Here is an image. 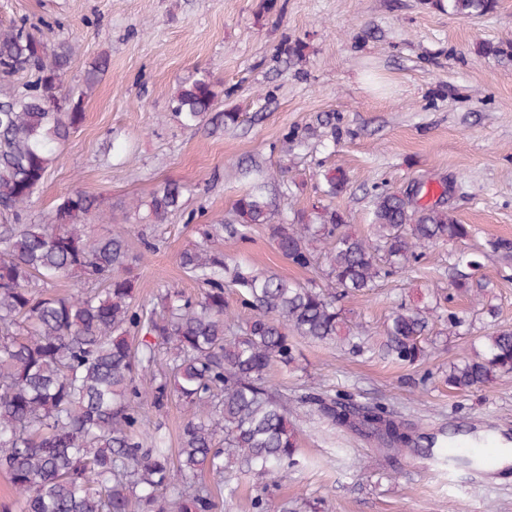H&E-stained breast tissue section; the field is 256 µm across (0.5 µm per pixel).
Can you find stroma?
Returning a JSON list of instances; mask_svg holds the SVG:
<instances>
[{
  "mask_svg": "<svg viewBox=\"0 0 512 512\" xmlns=\"http://www.w3.org/2000/svg\"><path fill=\"white\" fill-rule=\"evenodd\" d=\"M23 17L51 21L47 39L75 43L68 86L96 56L110 59L30 217L41 220L73 191L103 198L112 222L131 226L133 251L147 240L158 244L134 269L136 302L145 308L167 288L200 297L202 284L178 263L197 246L224 252L246 271L326 285L321 270L282 257L264 225H251L243 240L204 237L261 170L285 173L267 189L282 219L318 200V171L339 168L349 187L334 204L358 234L370 231L377 186L404 192L426 184L429 200L446 196L458 221L472 225L469 240L434 246L368 294L343 299L375 342L395 304L420 306L447 293L457 252L490 236L512 239V58L481 51L486 42H512V0L474 19L428 0H0V28ZM296 41L305 46L300 64L283 52ZM198 70L224 94L204 125L187 129L171 118L170 98ZM230 110L242 119L228 127ZM167 182L182 187L181 210L163 224L137 222L129 202ZM480 260L491 287L481 300L459 294L452 302L468 330L438 337L423 360L399 364L296 339V367L269 376L287 393L299 431V463L273 487L276 503L288 512H512V466L489 472L411 452L390 456L304 401L312 392L340 393L383 406L422 435L442 439L460 429L512 441V374L470 393L446 382L450 364L470 354L478 336L512 328V256ZM490 306L495 316L487 315ZM188 414L171 400L149 411L144 431L177 450ZM198 479L218 512H255L256 476L220 480L205 472Z\"/></svg>",
  "mask_w": 512,
  "mask_h": 512,
  "instance_id": "obj_1",
  "label": "stroma"
}]
</instances>
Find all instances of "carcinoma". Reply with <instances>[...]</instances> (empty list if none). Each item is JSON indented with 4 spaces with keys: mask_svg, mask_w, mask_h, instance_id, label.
Segmentation results:
<instances>
[{
    "mask_svg": "<svg viewBox=\"0 0 512 512\" xmlns=\"http://www.w3.org/2000/svg\"><path fill=\"white\" fill-rule=\"evenodd\" d=\"M431 5L470 19L493 11L497 0ZM40 25L50 23L22 17L0 29V471L20 512H217L196 478L204 470L222 478L233 467L261 479L253 498L259 512H287L266 493L296 464L297 430L287 394L268 377L276 366L297 363L292 337L372 349L363 324L338 307L337 297L370 291L429 247L468 239L471 226L442 200L418 204L386 191L374 196L372 233L365 237L348 229L343 212L321 202L276 221L259 185L235 201L234 219L222 229L243 239L245 225H265L288 262L324 267L339 296L312 282L231 268L224 254L195 248L180 254L179 265L206 285L201 297L168 289L160 309L147 310L136 304L132 271L144 254L130 251L131 228L115 224L96 236L86 224L105 217L102 199L75 191L45 220H28L38 187L83 124L85 100L109 67L108 55H98L83 71L79 93L67 90L74 46L35 38ZM18 74L29 81L13 89ZM220 96L217 82L200 72L177 85L171 117L197 128ZM347 185L340 169L320 173L326 199ZM181 207L182 187L175 183L132 205L152 224ZM454 267L455 290L488 287L475 258L461 254ZM226 274L253 310L243 322L231 316ZM61 276L79 282L67 294L50 293ZM438 308L392 307L383 354L397 363L421 360L436 334ZM479 343L450 367L448 387L471 392L512 374V329H497ZM173 397L194 409L176 464L143 431L148 410ZM309 401L332 424L370 435L388 453L417 445L412 428L381 407L320 393Z\"/></svg>",
    "mask_w": 512,
    "mask_h": 512,
    "instance_id": "obj_1",
    "label": "carcinoma"
}]
</instances>
